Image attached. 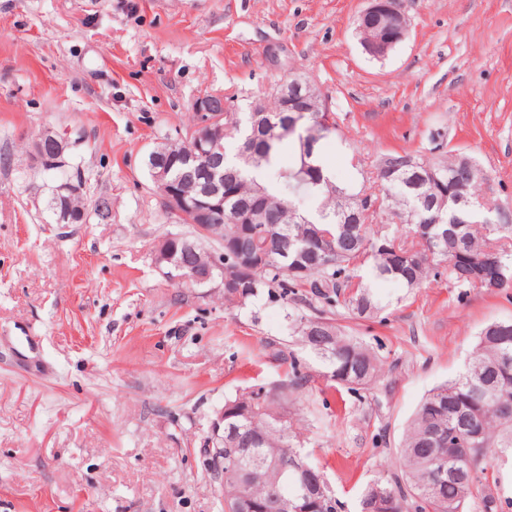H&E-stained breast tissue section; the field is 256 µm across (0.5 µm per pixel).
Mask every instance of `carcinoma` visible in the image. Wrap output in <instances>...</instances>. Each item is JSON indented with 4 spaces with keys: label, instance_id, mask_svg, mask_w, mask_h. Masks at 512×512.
I'll return each instance as SVG.
<instances>
[{
    "label": "carcinoma",
    "instance_id": "1",
    "mask_svg": "<svg viewBox=\"0 0 512 512\" xmlns=\"http://www.w3.org/2000/svg\"><path fill=\"white\" fill-rule=\"evenodd\" d=\"M305 112H289L271 90L265 98L271 141L254 143L249 112H226L212 126L224 132V192L227 206L255 201L261 191L265 206L271 260L249 273V287L240 294L224 293V301L243 304L263 288L277 287L280 295L310 292L330 307H341L359 318L373 319L382 310L373 292L375 280L394 281L406 288L425 285L443 275L448 280L486 292L512 288V219L496 207V220L487 222L488 204L478 189L483 169L473 158L450 160L420 154H387L375 160L378 172L394 171V184L350 191L325 175L320 163L321 141L331 133L322 120L321 102L311 101ZM291 162H279L282 144ZM433 171L442 185H416L413 177ZM169 177L193 190V175L179 161L170 163ZM467 196L460 204L457 197ZM313 200L315 212L302 209ZM400 224L414 232L408 238L391 228ZM224 253L252 249L251 237L239 236L234 224L224 223ZM329 236L330 254L315 260L303 254L314 234ZM180 266L169 278L204 288L197 275L217 279L207 249L178 253ZM289 330L321 361L324 376L348 391L363 395L376 385L381 367L375 353L320 310L313 317L288 314ZM241 413L224 420V502L237 512L250 497L255 512H270L277 498L305 512H342L343 503L316 494L304 474L289 467L294 458L306 460L301 434L288 411V393L253 384L224 402ZM461 448H484L470 471L436 483L431 479L443 457ZM512 457V320L484 326L463 371L432 389L408 425L399 452L401 474L368 484L357 512H496L489 493L498 483L493 461Z\"/></svg>",
    "mask_w": 512,
    "mask_h": 512
}]
</instances>
